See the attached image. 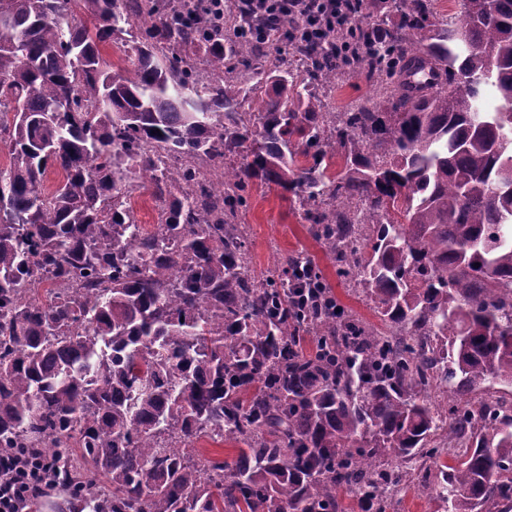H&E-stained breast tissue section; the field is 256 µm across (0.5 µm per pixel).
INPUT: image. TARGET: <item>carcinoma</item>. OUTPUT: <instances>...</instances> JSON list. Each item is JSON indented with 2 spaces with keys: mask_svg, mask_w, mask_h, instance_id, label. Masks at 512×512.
Segmentation results:
<instances>
[{
  "mask_svg": "<svg viewBox=\"0 0 512 512\" xmlns=\"http://www.w3.org/2000/svg\"><path fill=\"white\" fill-rule=\"evenodd\" d=\"M433 3L359 0L310 42L289 19L262 69L238 0L222 22L184 0H0V450L53 459V512H345L343 490L387 512L416 457L448 512H512V414L487 404L512 387V0ZM361 69L371 94L328 111L318 90ZM254 180L390 332L308 256L251 277ZM134 185L168 203L150 230Z\"/></svg>",
  "mask_w": 512,
  "mask_h": 512,
  "instance_id": "obj_1",
  "label": "carcinoma"
}]
</instances>
